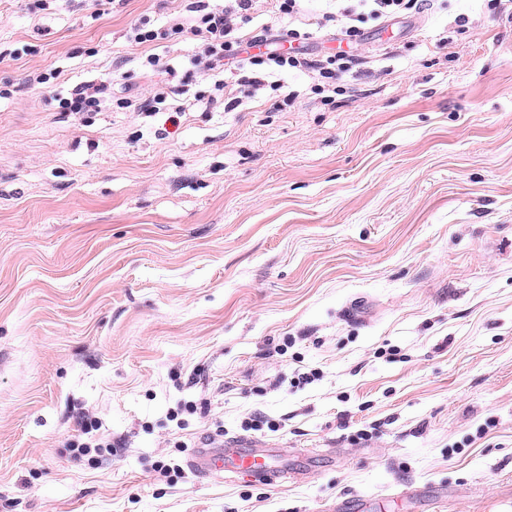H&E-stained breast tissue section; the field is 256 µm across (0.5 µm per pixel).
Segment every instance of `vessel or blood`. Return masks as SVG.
Wrapping results in <instances>:
<instances>
[{
  "label": "vessel or blood",
  "mask_w": 512,
  "mask_h": 512,
  "mask_svg": "<svg viewBox=\"0 0 512 512\" xmlns=\"http://www.w3.org/2000/svg\"><path fill=\"white\" fill-rule=\"evenodd\" d=\"M189 465L194 472L209 477L248 478L272 484L281 477L266 448H226L219 444L198 448L191 455Z\"/></svg>",
  "instance_id": "b4317fda"
}]
</instances>
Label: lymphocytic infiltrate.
Listing matches in <instances>:
<instances>
[{
  "label": "lymphocytic infiltrate",
  "mask_w": 512,
  "mask_h": 512,
  "mask_svg": "<svg viewBox=\"0 0 512 512\" xmlns=\"http://www.w3.org/2000/svg\"><path fill=\"white\" fill-rule=\"evenodd\" d=\"M423 0H330L318 22L319 27L336 32L353 42L362 34L368 21H383L396 15L419 10ZM261 8V0H226L214 5L210 0H193L192 16L184 21H171L168 25L150 28L140 24L134 27L132 39L138 44L167 41L189 33L197 37L200 51L194 65L212 73H244V86L251 91L264 88L279 91L278 74L303 72L311 79L310 90L322 103H331L334 84L343 80L348 71L345 52L312 58L303 49L310 38L309 32L289 30L287 37L293 46L281 48L278 42L268 41L266 51L248 53L244 39L234 37L236 27L252 21Z\"/></svg>",
  "instance_id": "obj_1"
}]
</instances>
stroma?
<instances>
[{
  "label": "stroma",
  "mask_w": 512,
  "mask_h": 512,
  "mask_svg": "<svg viewBox=\"0 0 512 512\" xmlns=\"http://www.w3.org/2000/svg\"><path fill=\"white\" fill-rule=\"evenodd\" d=\"M189 3L0 0V512H512V0L368 22L334 103L292 73L230 112L198 40L129 37ZM220 434L300 480L197 476ZM106 91V81L77 85L70 93L69 98L60 100L61 108L66 112L97 111L106 100ZM125 101L121 102V107L132 109L135 112L149 113L148 116H152L150 113H155L160 111V107L158 105L163 104L165 102V97L163 92H155L154 94L149 93L135 96L134 99H123ZM90 433L88 426L81 427L80 434L75 436L71 442L72 451L76 458L90 456L92 453L99 455L103 451H107L112 455V443L102 438L88 436ZM84 435H87L84 437Z\"/></svg>",
  "instance_id": "1"
}]
</instances>
